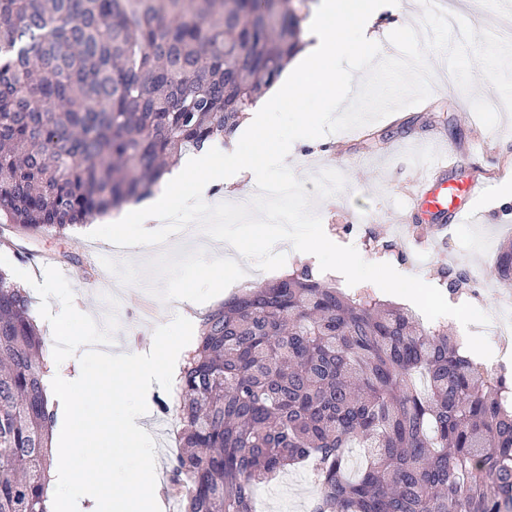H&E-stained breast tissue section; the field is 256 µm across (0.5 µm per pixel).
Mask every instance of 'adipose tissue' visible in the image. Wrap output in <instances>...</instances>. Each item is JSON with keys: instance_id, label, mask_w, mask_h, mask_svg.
<instances>
[{"instance_id": "obj_1", "label": "adipose tissue", "mask_w": 512, "mask_h": 512, "mask_svg": "<svg viewBox=\"0 0 512 512\" xmlns=\"http://www.w3.org/2000/svg\"><path fill=\"white\" fill-rule=\"evenodd\" d=\"M233 170L238 181L250 184L258 178L261 166L254 155L237 153L216 158L208 154L186 157L179 168L162 183V194L137 203L126 205L119 213L107 216L104 226L137 224L143 229V239H150L152 224L164 214V199L168 196L186 197L192 208H200L212 198L214 187L222 181L225 170ZM187 350L182 336H160L153 342L150 354L130 350L120 367L112 371L111 384L105 385L87 372H71L68 369L50 367L46 378L51 408L60 425L61 463L54 468L46 490L47 512H71L75 504L95 500L96 490L107 493L106 499L113 512H154L155 488L151 475V463L143 449L134 441L144 435L141 414L136 410L123 411V403L131 386L133 372L163 373L169 381H176L181 360ZM97 398L100 421L89 423L78 419L76 394ZM108 424L117 442L130 446L139 458L137 468L119 470L115 476H107L100 462V426ZM80 452L84 464L86 484H79L75 473L64 462L66 456Z\"/></svg>"}]
</instances>
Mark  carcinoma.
Wrapping results in <instances>:
<instances>
[{"mask_svg": "<svg viewBox=\"0 0 512 512\" xmlns=\"http://www.w3.org/2000/svg\"><path fill=\"white\" fill-rule=\"evenodd\" d=\"M310 2L0 0V226L65 238L227 145ZM495 275L512 286V240ZM44 346L0 271V512H45ZM176 390L178 512H254L257 486L307 463L311 512H512V375L308 264L207 312Z\"/></svg>", "mask_w": 512, "mask_h": 512, "instance_id": "obj_1", "label": "carcinoma"}]
</instances>
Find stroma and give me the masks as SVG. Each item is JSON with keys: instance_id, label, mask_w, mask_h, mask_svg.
<instances>
[{"instance_id": "obj_1", "label": "stroma", "mask_w": 512, "mask_h": 512, "mask_svg": "<svg viewBox=\"0 0 512 512\" xmlns=\"http://www.w3.org/2000/svg\"><path fill=\"white\" fill-rule=\"evenodd\" d=\"M434 71L439 83L423 103L355 130L297 140L286 163L304 179L309 191L314 188L311 178L319 169L329 167L345 175L341 193L314 205L330 240L354 245L370 262L387 263L402 274L418 276L439 288L450 304H472L495 320L502 312V300L493 288L496 278L487 255L497 252L500 243L512 236V201L504 202L495 188L480 193L475 209L478 223L456 232L443 266L427 256L404 264L407 244L394 230L395 225L419 221L412 190L428 173L433 148H452L463 177H483L486 171L512 159V115L501 114L497 128L487 130L472 120L471 96L448 80L444 59L435 61ZM350 224L365 225L369 239L347 234ZM111 249V243L90 223L74 227L65 241L43 236L18 241L11 248L0 247V267L26 288L31 312L39 318L49 315L70 323L68 334L51 337L50 354L66 363L75 356L82 358L85 368L97 374L108 372L111 361L120 358L128 343L144 347L150 339L170 333L164 301H157L150 319L134 312V298L147 290L143 283L123 287V309L113 313L111 322L100 319L95 307L99 288L95 269ZM472 266L479 267L486 289L478 295L468 288L451 290V281ZM74 334L85 341L81 350L71 347ZM148 386L145 424L156 450L154 472L165 475L172 463L166 449L174 442L176 413L161 412L159 404L174 403L175 395L166 377L153 376ZM316 494L309 471L291 468L262 488L258 510L305 512V502Z\"/></svg>"}]
</instances>
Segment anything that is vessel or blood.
<instances>
[{
  "instance_id": "vessel-or-blood-1",
  "label": "vessel or blood",
  "mask_w": 512,
  "mask_h": 512,
  "mask_svg": "<svg viewBox=\"0 0 512 512\" xmlns=\"http://www.w3.org/2000/svg\"><path fill=\"white\" fill-rule=\"evenodd\" d=\"M458 163L454 158L435 165L433 173L416 185L412 198L421 218L433 226L451 227L469 224L475 219L470 206L472 198L484 189L485 184L474 178L464 180L443 179V172L455 171Z\"/></svg>"
}]
</instances>
